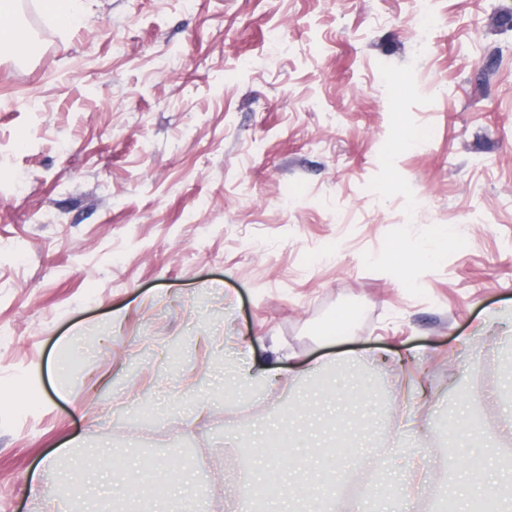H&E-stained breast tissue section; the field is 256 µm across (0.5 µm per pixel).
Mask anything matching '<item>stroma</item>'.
<instances>
[{
  "mask_svg": "<svg viewBox=\"0 0 512 512\" xmlns=\"http://www.w3.org/2000/svg\"><path fill=\"white\" fill-rule=\"evenodd\" d=\"M83 6L0 54V512H166L175 470L224 512V457L273 426L295 465L383 453L457 508L442 454L512 441V321L487 320L512 302V0H432L426 33L415 0ZM397 243L428 257L404 280ZM234 336L323 367L243 407Z\"/></svg>",
  "mask_w": 512,
  "mask_h": 512,
  "instance_id": "stroma-1",
  "label": "stroma"
}]
</instances>
